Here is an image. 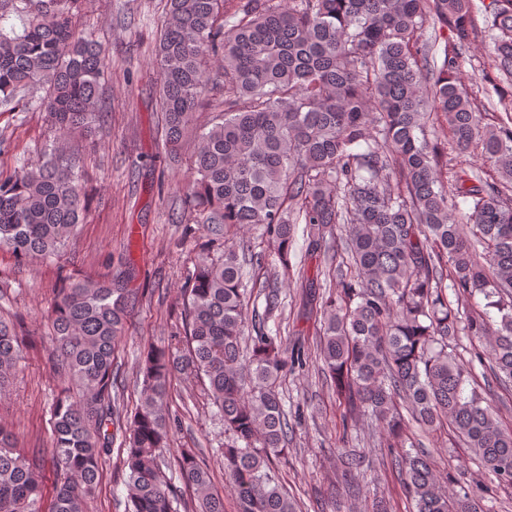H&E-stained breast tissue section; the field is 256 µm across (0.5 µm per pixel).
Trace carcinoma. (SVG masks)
I'll return each instance as SVG.
<instances>
[{"instance_id":"carcinoma-1","label":"carcinoma","mask_w":512,"mask_h":512,"mask_svg":"<svg viewBox=\"0 0 512 512\" xmlns=\"http://www.w3.org/2000/svg\"><path fill=\"white\" fill-rule=\"evenodd\" d=\"M77 2L0 0V104L42 87L33 107L60 135L105 117L104 51L76 27ZM486 10L499 31L492 67L512 84V0H490ZM475 37L472 0H167L155 65L168 153L181 151L209 85L224 83V112L200 129L184 220L260 227L269 250L226 244L200 258L184 288V335L144 350L140 405L126 421L120 459L128 512H224L192 449L174 460L190 500L163 472L160 449L172 431L166 389L177 374L205 382L232 436L224 474L239 512H298L274 469L288 455L278 380L306 358L268 326L298 224L310 251L333 265L315 361L346 403L343 429L366 416L397 445L405 402L420 425L451 426L497 484L512 486V430L467 390L469 363L450 344L467 336L474 358L512 382V127L487 123L462 84L459 60ZM215 56L212 74L206 63ZM435 120L448 124L458 152L479 144L500 180L463 173L448 187L428 134ZM85 213L74 156L60 146L0 178V247L19 263L57 253ZM247 266L267 274L261 312L250 308ZM134 276L126 266L102 282L75 278L51 302V359L78 387L52 414L51 512H87L112 454L110 427L120 418L113 365ZM450 290L458 301L483 295L484 308L459 318ZM23 349L15 326L0 321V392ZM16 447L0 424V512H43L45 462ZM341 461L353 477L364 458L350 449ZM390 463L415 512H484L482 497L440 482L427 453L401 448Z\"/></svg>"}]
</instances>
